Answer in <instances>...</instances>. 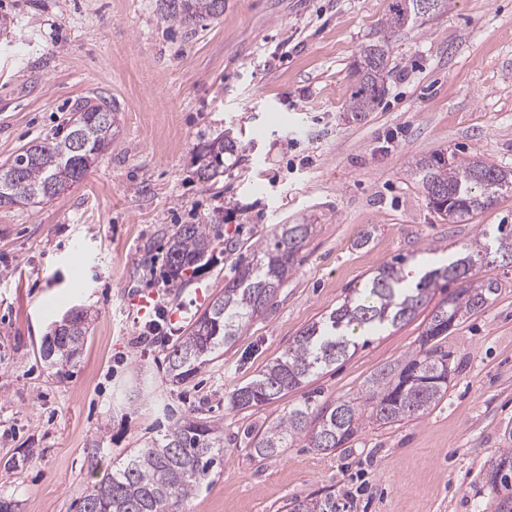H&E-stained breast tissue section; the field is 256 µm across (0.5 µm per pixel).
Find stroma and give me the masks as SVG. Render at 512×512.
<instances>
[{
  "mask_svg": "<svg viewBox=\"0 0 512 512\" xmlns=\"http://www.w3.org/2000/svg\"><path fill=\"white\" fill-rule=\"evenodd\" d=\"M391 0H224L191 25L164 21L157 0H0V164L63 136L102 98L116 114L88 176L37 205L0 208V497L20 512H76L91 482L173 419L219 424L224 453L182 512H283L294 497L363 487L356 512H497L483 479L512 448V267L482 263L497 284L487 305L439 343L448 391L423 416L366 424L335 452L289 442L253 455L256 432L311 396L314 407L358 396L381 369L419 348L428 314L370 337L301 390L233 410L234 389L281 357L299 332L404 255L428 266L472 243L485 224H512V193L453 224L429 206L409 161L434 151L512 171V0H447L395 33L378 107L345 111L359 48ZM230 133L224 172L199 175L194 148ZM224 226L227 251L195 281L164 276L178 224ZM314 230L266 311L183 384L167 346L139 343V303L167 306L171 339L255 259L274 225ZM366 246L356 240L364 229ZM87 314L66 371L39 354L71 308ZM153 395L128 398L137 375Z\"/></svg>",
  "mask_w": 512,
  "mask_h": 512,
  "instance_id": "1",
  "label": "stroma"
}]
</instances>
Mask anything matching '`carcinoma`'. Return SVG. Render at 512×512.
I'll return each mask as SVG.
<instances>
[{"instance_id":"obj_1","label":"carcinoma","mask_w":512,"mask_h":512,"mask_svg":"<svg viewBox=\"0 0 512 512\" xmlns=\"http://www.w3.org/2000/svg\"><path fill=\"white\" fill-rule=\"evenodd\" d=\"M173 24H188L224 14V0H159ZM415 0H392L384 28L392 32L415 24ZM386 38L364 43L353 65L356 84L347 111L358 120L374 109L386 93L390 69ZM115 113L104 102L87 103L61 138L33 144L0 166V207L34 203L57 195L52 187L84 179L110 142ZM85 144L75 153L74 141ZM232 141L217 137L197 151L195 161L204 176L221 174L224 150ZM432 209L452 223L492 206L512 193V177L500 167L482 161H447L440 155L422 157L411 165ZM312 233L310 224H277L261 243L260 257L237 270L195 319L188 333L167 355V372L177 383L195 376L218 349L232 345L240 331L263 313L281 284L296 267L299 251ZM224 244L220 224H179L168 241L166 264L171 279L201 272ZM477 252L488 249L508 256L512 264V226L483 227L475 238ZM408 258L397 257L380 266L362 287L352 289L336 308L295 337L284 355L268 363L257 376L229 398L234 410L261 407L298 390L307 379L357 348L352 332H375L412 319L436 290L448 293L434 306L421 337L419 354L395 369L381 370L362 395L312 409L306 398L283 416L269 422L253 440L259 458L278 455L288 441L303 436L321 452L347 444L365 421L380 425L418 418L436 406L448 390V354L429 347L448 335L465 316L482 310L495 291L494 280L479 276L471 255L431 268L419 276L405 273ZM455 285L448 291L449 285ZM71 326L45 337L41 356L51 366L66 367L85 342L86 316L71 313ZM224 452L221 430L214 423L184 418L157 438L129 449L78 500V512H180L182 502L208 479ZM289 512H336V499L296 498Z\"/></svg>"}]
</instances>
